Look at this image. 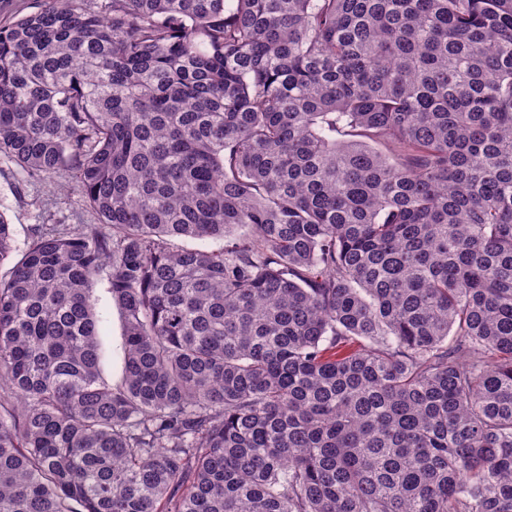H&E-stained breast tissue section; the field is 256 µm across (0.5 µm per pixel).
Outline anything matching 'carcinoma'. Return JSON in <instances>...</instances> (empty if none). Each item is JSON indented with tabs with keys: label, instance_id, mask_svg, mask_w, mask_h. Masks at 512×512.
<instances>
[{
	"label": "carcinoma",
	"instance_id": "obj_1",
	"mask_svg": "<svg viewBox=\"0 0 512 512\" xmlns=\"http://www.w3.org/2000/svg\"><path fill=\"white\" fill-rule=\"evenodd\" d=\"M0 160V512H512V0H39ZM19 177L10 164L0 161V210L15 230L16 244L23 249L33 224H95L96 215L72 190L71 178L60 172L29 186L24 195L15 189ZM94 295L105 351L103 375L108 380H116L122 373L124 356L120 313L109 292L106 279L98 281Z\"/></svg>",
	"mask_w": 512,
	"mask_h": 512
}]
</instances>
